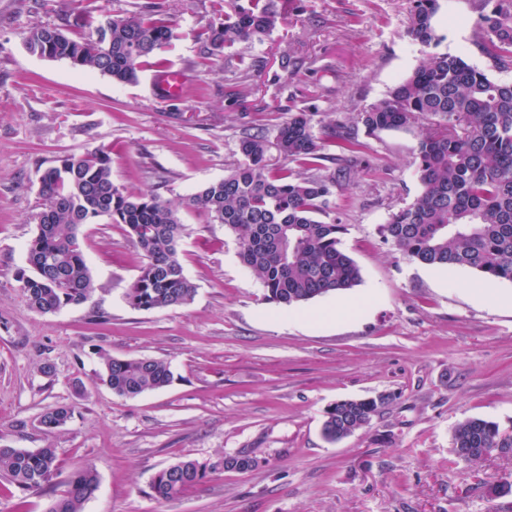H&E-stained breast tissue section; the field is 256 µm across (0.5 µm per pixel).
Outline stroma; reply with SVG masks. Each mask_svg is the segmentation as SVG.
<instances>
[{
	"label": "stroma",
	"instance_id": "stroma-1",
	"mask_svg": "<svg viewBox=\"0 0 512 512\" xmlns=\"http://www.w3.org/2000/svg\"><path fill=\"white\" fill-rule=\"evenodd\" d=\"M162 2L178 34L162 57L186 78L176 99L156 89L153 64L118 84L25 46L33 25L63 26L85 7L122 16L136 0H0V445L50 446L59 463L45 492L0 486V512H46L85 466L98 488L83 512H512V493H494L512 483V453L471 466L451 445L467 418L512 433V307L463 292L477 272L409 261L379 233L420 190L418 132L364 137L350 178L337 183L331 206L361 281L303 303L313 319L285 321L286 306L264 301L241 264L234 235L186 210L188 304L130 306L142 257L120 225L101 220L83 229L92 305L29 307L16 273L37 230L46 167L101 148L118 187L176 202L223 178L245 134L273 136L292 111L317 129L353 122L423 56L408 33L410 0H288L287 25L206 67L197 33L214 19L212 0ZM480 13L478 0H448L441 48L496 78L476 45ZM243 81L249 93L230 103ZM104 353L167 361L174 380L116 396L97 379ZM381 394L390 401L369 425L323 437L331 404ZM63 405L72 418L44 432L41 415ZM242 448L258 466L225 470V455ZM186 459L207 465L205 482L154 499L155 473Z\"/></svg>",
	"mask_w": 512,
	"mask_h": 512
}]
</instances>
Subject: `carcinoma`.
<instances>
[{"label":"carcinoma","mask_w":512,"mask_h":512,"mask_svg":"<svg viewBox=\"0 0 512 512\" xmlns=\"http://www.w3.org/2000/svg\"><path fill=\"white\" fill-rule=\"evenodd\" d=\"M446 0H411L410 33L429 49L414 71L397 82L386 99L357 114L355 124L334 120L317 136L310 115L293 112L270 139L248 134L240 140L243 161L174 204L156 194L128 193L112 179L111 158L102 149L71 155L46 168L39 178L41 210L37 232L27 246L29 271L17 275L29 306L40 313L91 301L95 285L81 229L105 219L121 224L143 257L126 293L140 310L181 306L196 288L179 259L185 225L179 210L205 214L211 224L233 232L241 262L262 283L264 300L299 305L361 281L360 269L342 248L346 227L332 216L336 181L349 169L333 165L357 158L358 130L377 132L426 127L415 149L420 192L392 213L380 234L407 259L432 267H461L485 279L512 282V80L491 78L465 59L437 52L445 36L436 16ZM476 44L502 72L512 69V0H481ZM220 23L204 30L203 64L225 47L248 42L288 23L275 0H213ZM89 33L34 25L30 52L60 59L118 83L137 80L139 69L175 39V27L161 3L141 5L121 17L75 18ZM277 155L283 164L271 162ZM170 365L154 358L102 357L99 381L120 397H136L168 386ZM388 397L341 399L325 412L324 434L350 435L370 424ZM73 408L58 406L40 419L51 432L63 427ZM457 458L480 461L490 451L512 453V435L482 418H469L452 432ZM58 463L55 449L0 446V479L16 490L51 487ZM206 468L180 462V471L159 470L150 482L159 502L202 483ZM98 477L86 466L73 472L68 489L47 512H82Z\"/></svg>","instance_id":"obj_1"}]
</instances>
